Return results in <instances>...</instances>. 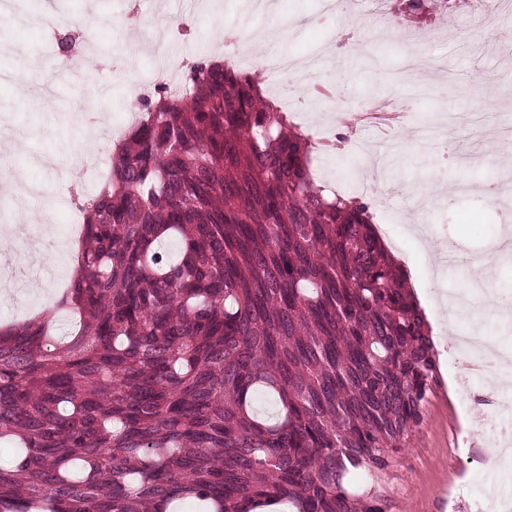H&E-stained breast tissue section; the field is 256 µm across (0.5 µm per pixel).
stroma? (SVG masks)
Segmentation results:
<instances>
[{
    "instance_id": "1",
    "label": "stroma",
    "mask_w": 512,
    "mask_h": 512,
    "mask_svg": "<svg viewBox=\"0 0 512 512\" xmlns=\"http://www.w3.org/2000/svg\"><path fill=\"white\" fill-rule=\"evenodd\" d=\"M132 7L141 15L169 21L189 17L188 39L168 42L170 59L195 52L201 44L219 46L218 34L227 25L248 31L311 17L313 26L287 40L289 53L305 55L318 44H333L338 25L336 18H319L318 0H281L280 8L264 17L251 15L244 0H206L191 15L185 0H13L8 17H0V128L5 131L0 152L9 154L12 169L23 178L42 184L44 193L20 207L11 193L0 191V226L48 224L55 236L40 247H26L24 266L0 264V282L14 296L0 304V327L52 307L49 293L67 286L71 257L59 251L57 239L65 235L78 200L98 191L84 178V163L90 159L104 168L111 165L112 140L97 134L91 122L124 123L139 84L156 81L161 74L155 47L130 38L114 23ZM55 15L75 27L85 16L97 19L96 40L86 60L78 61L76 73L42 56L58 32L51 22ZM447 22L451 37L445 42L433 38L432 23L417 29L419 52L440 60L441 70L404 76L402 42L381 32L370 40L365 59L342 52L323 67L327 75L339 64L348 72L345 102L355 103L370 93L398 99L408 108L410 126L447 127L462 146L464 163L441 169L420 145L381 144L372 131L360 134L391 160L386 175L392 190L369 201L376 225L411 270L421 310L435 319L441 316L440 294L458 292L463 271L450 265L441 282H432V265L412 231L411 218L423 213L435 245L450 240L464 256L484 253L507 218L478 191L480 184L498 178L496 166H473L468 158L492 153L498 130L512 127V16L488 12L482 27L452 14ZM62 169L77 171V178L59 185ZM438 176L454 190L432 200L428 186ZM433 346L437 381L420 424L393 451L385 471L358 479L362 491L382 500L384 512H475V502L497 479L470 402L471 396L488 398L492 392L478 382L461 388L467 359L447 332L435 333Z\"/></svg>"
}]
</instances>
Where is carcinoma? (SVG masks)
Returning <instances> with one entry per match:
<instances>
[{
    "mask_svg": "<svg viewBox=\"0 0 512 512\" xmlns=\"http://www.w3.org/2000/svg\"><path fill=\"white\" fill-rule=\"evenodd\" d=\"M78 205V275L0 333V512H384L437 360L369 205L313 173L253 76L159 86Z\"/></svg>",
    "mask_w": 512,
    "mask_h": 512,
    "instance_id": "cac0c4a2",
    "label": "carcinoma"
}]
</instances>
